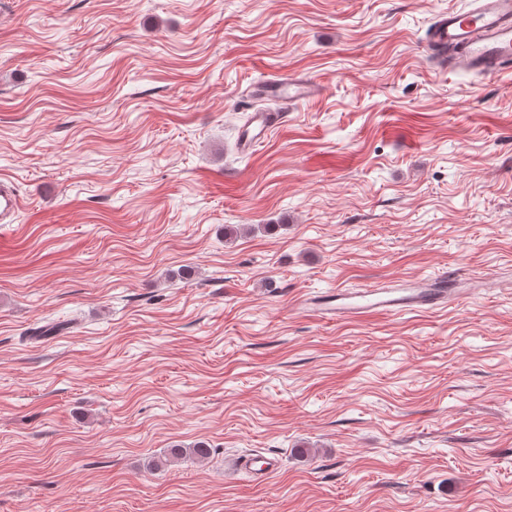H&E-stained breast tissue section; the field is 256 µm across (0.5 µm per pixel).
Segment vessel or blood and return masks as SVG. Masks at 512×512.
<instances>
[{"label":"vessel or blood","instance_id":"obj_1","mask_svg":"<svg viewBox=\"0 0 512 512\" xmlns=\"http://www.w3.org/2000/svg\"><path fill=\"white\" fill-rule=\"evenodd\" d=\"M428 44L442 67L460 65L486 76L511 69L512 0H472L468 9L438 15ZM321 91V83L311 77H278L256 83L252 96L259 106L239 130L238 151L256 152L279 126V115L268 109V102L291 106L314 98ZM21 207L22 199L14 183L0 179V224L17 223ZM466 295L459 279L438 275L358 290L339 288L311 297L305 305L318 317L352 321L382 314L427 312ZM238 467L262 482L279 469L280 461L262 453H247L239 457Z\"/></svg>","mask_w":512,"mask_h":512}]
</instances>
